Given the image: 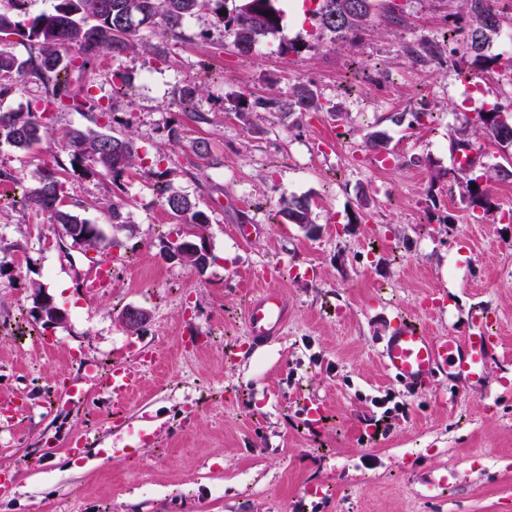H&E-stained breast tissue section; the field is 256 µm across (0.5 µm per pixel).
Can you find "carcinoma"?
I'll return each mask as SVG.
<instances>
[{
	"label": "carcinoma",
	"mask_w": 512,
	"mask_h": 512,
	"mask_svg": "<svg viewBox=\"0 0 512 512\" xmlns=\"http://www.w3.org/2000/svg\"><path fill=\"white\" fill-rule=\"evenodd\" d=\"M279 0H238L232 10L225 11V0H55L52 9L29 23L15 20L10 12L0 9V94L18 76L31 75L45 88L41 104L25 111H0V138L12 146L29 151L43 136L44 120L53 111L97 112L99 104L89 95L84 81L105 54L121 56L138 49L137 33L145 28L158 30L167 38L180 39L188 18L201 10L210 9L232 32L234 46L243 54L265 43L281 26L283 10ZM372 9V0H317L311 16L332 39L350 42L365 29ZM457 15L464 18L460 44L463 54L485 68L500 61L486 54L494 38L501 32L502 15L493 0H460ZM19 35L32 42L34 52L23 59L11 51L10 37ZM406 53L416 62H423L437 53L432 42L406 47ZM256 107L275 106L288 116H306L327 112L316 92L305 83H295L282 98L258 99ZM480 135L503 147L512 146V111L494 104L478 113L471 129L461 130L459 151L469 148V134ZM65 148L78 165L90 164L119 179L141 160L132 137H121L99 130V126L74 127L65 134ZM457 180L463 198L471 205L488 207L484 184L512 180V162L490 165L473 175V167L457 166ZM61 182L58 171L44 168L37 184L26 191L27 206L46 212L56 227L83 238L84 245L105 250L116 240L106 238L98 224L79 213L60 206ZM164 207L184 224L186 233L169 243L166 250L178 244H190L198 239L195 229L205 230L207 214L188 197L164 190ZM112 232L118 233L127 224L121 199L111 200L106 207ZM277 215L287 224L307 228L313 224L310 203L305 198H284Z\"/></svg>",
	"instance_id": "1"
}]
</instances>
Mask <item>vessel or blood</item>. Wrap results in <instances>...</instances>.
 <instances>
[{"label":"vessel or blood","mask_w":512,"mask_h":512,"mask_svg":"<svg viewBox=\"0 0 512 512\" xmlns=\"http://www.w3.org/2000/svg\"><path fill=\"white\" fill-rule=\"evenodd\" d=\"M115 263L104 260L92 265L82 278L88 298H96L112 286ZM288 320V302L276 290L266 288L249 303L245 325L254 348L273 344ZM492 356L490 341L479 332L467 336H435L412 321L397 325L387 337L380 359L386 373L414 390L424 389L439 373L466 382L480 381ZM152 362L145 352L113 363L106 376H99L93 364L82 368L83 378L92 388L106 394L112 406L126 403L144 368Z\"/></svg>","instance_id":"b4317fda"}]
</instances>
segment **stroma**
Masks as SVG:
<instances>
[{
    "label": "stroma",
    "instance_id": "1",
    "mask_svg": "<svg viewBox=\"0 0 512 512\" xmlns=\"http://www.w3.org/2000/svg\"><path fill=\"white\" fill-rule=\"evenodd\" d=\"M301 5L282 0L275 39L296 49L270 58L239 53L208 10L180 40L144 29L137 51L105 55L90 93L141 155L120 186L70 163L62 135L90 125L88 113H56L28 152L0 140V390L23 401L0 434V474L13 484L0 512H512V182L488 184V210L449 189L461 129L512 95V70L465 80L456 0H392L396 23L376 6L352 46ZM422 40L438 53L416 65L403 48ZM298 82L325 112L297 124L275 109L240 113ZM193 83L202 92L187 106L178 90ZM422 111L433 121H391ZM375 130L390 137L381 168L366 145ZM45 166L60 171L64 205L93 223L107 224L104 204L120 193L130 224L120 247L72 246L22 205ZM163 186L209 217L204 271L160 255L185 231ZM285 197L309 199L314 233L278 221ZM247 222L257 229L243 241L235 227ZM112 254L124 266L88 300L85 270ZM263 269L289 317L276 343L253 350L244 311ZM35 282L63 324L37 319ZM428 296L446 308L423 309ZM129 307L149 314L135 333L121 320ZM404 317L436 336H489L484 379L439 376L416 391L389 378L379 352ZM128 345L153 364L126 416L152 420L160 441L117 456L124 431L108 403L67 392L82 363L108 365ZM315 405L323 416L311 424ZM85 435L92 445L73 454Z\"/></svg>",
    "mask_w": 512,
    "mask_h": 512
}]
</instances>
